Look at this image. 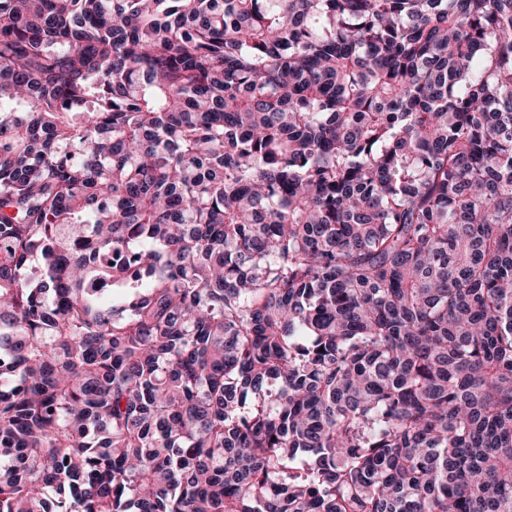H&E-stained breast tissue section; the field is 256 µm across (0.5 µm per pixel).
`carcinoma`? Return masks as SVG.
<instances>
[{
	"instance_id": "cac0c4a2",
	"label": "carcinoma",
	"mask_w": 512,
	"mask_h": 512,
	"mask_svg": "<svg viewBox=\"0 0 512 512\" xmlns=\"http://www.w3.org/2000/svg\"><path fill=\"white\" fill-rule=\"evenodd\" d=\"M0 512H512V0H0Z\"/></svg>"
}]
</instances>
